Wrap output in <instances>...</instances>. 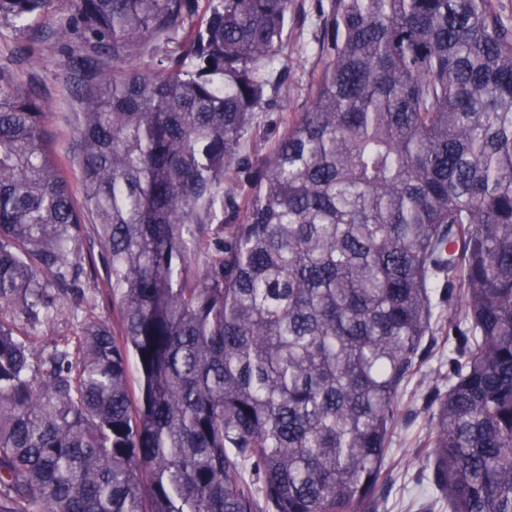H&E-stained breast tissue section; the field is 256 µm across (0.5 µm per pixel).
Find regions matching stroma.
I'll use <instances>...</instances> for the list:
<instances>
[{"instance_id": "stroma-1", "label": "stroma", "mask_w": 512, "mask_h": 512, "mask_svg": "<svg viewBox=\"0 0 512 512\" xmlns=\"http://www.w3.org/2000/svg\"><path fill=\"white\" fill-rule=\"evenodd\" d=\"M318 0H296L288 16V57L284 73H272V84L267 91L268 101L254 114V124L268 137H275L284 117L306 109L309 103V84L318 64L314 52L315 36L319 32ZM70 11L59 7L41 19L32 21L29 29L0 24V67L8 69L17 80L49 105V128L56 137L55 147L67 170L72 189H79V171L73 160V114L80 106L71 89L75 73L70 46L52 40H37L33 29L50 28L67 23ZM115 323L117 310L112 304V293L106 288L87 290L82 295L65 298L57 313L38 324L33 333L40 354L63 345L79 332L86 317ZM456 343L455 336L440 335L434 355L421 369L422 376L412 381L400 397V422L393 435L387 460L393 471L384 494L388 512H418V504L425 493L416 482L417 474L425 467L424 456L413 453L412 440L425 430L422 410L429 381L447 375L448 351Z\"/></svg>"}]
</instances>
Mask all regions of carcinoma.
<instances>
[{"label":"carcinoma","mask_w":512,"mask_h":512,"mask_svg":"<svg viewBox=\"0 0 512 512\" xmlns=\"http://www.w3.org/2000/svg\"><path fill=\"white\" fill-rule=\"evenodd\" d=\"M67 2L80 202L46 103L0 68V512H379L402 388L447 328L419 508L512 512L498 0H326L310 105L269 147L252 116L294 0ZM90 236L118 325L32 376L17 321L90 287Z\"/></svg>","instance_id":"carcinoma-1"}]
</instances>
